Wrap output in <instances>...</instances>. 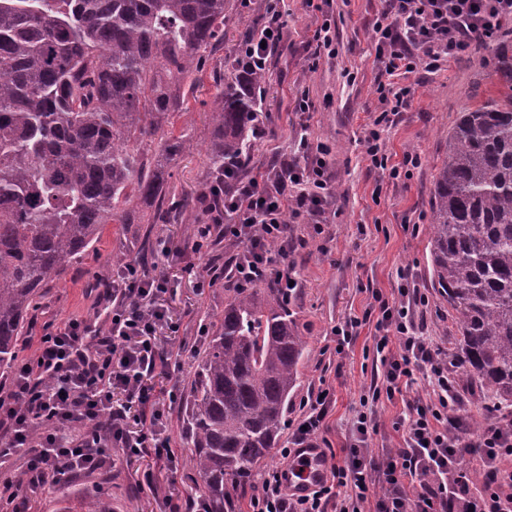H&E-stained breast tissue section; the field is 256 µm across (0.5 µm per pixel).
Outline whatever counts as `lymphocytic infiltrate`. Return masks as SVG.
I'll use <instances>...</instances> for the list:
<instances>
[{
	"label": "lymphocytic infiltrate",
	"instance_id": "f902f5d3",
	"mask_svg": "<svg viewBox=\"0 0 512 512\" xmlns=\"http://www.w3.org/2000/svg\"><path fill=\"white\" fill-rule=\"evenodd\" d=\"M373 28L375 59L386 83L377 88L385 110L378 126L368 128L364 143L373 166L389 169L379 125L409 107L412 74L435 73L449 60L487 45L512 20V0H383ZM264 43H245L235 54L244 69L263 70L271 49L283 38L276 4L268 6ZM332 195L327 162L300 138L291 159L268 176L240 183L225 195L224 208L212 215L202 235L236 245L223 268H210L212 279L228 270L234 287L266 283L288 287L291 277L282 258L295 248L288 238L286 213L324 215ZM164 273H149L126 263L98 295L100 321L74 318L44 326L29 356L15 368L10 387L0 393V463L20 456L24 479L0 476V503L25 512L30 497L47 485L69 484L111 465L109 449L128 456L151 455L171 466L174 453L164 410L148 379L168 366L171 356L159 350L157 329L178 333L156 305L166 293ZM428 296L403 282L393 299H379L376 360L381 378L373 400L394 398L409 389L416 375L429 387L428 399L405 401L402 445L367 457V442L377 433L375 411L360 412L354 440L344 462L319 449L329 398L310 394L303 402L301 426L291 447L281 449V467L262 472L249 512H512V410L491 407L477 439L461 427L464 407L454 363L442 356L415 325L417 309ZM120 390L124 402L112 398ZM318 449L316 460L304 458ZM321 474L305 493L291 487L310 465Z\"/></svg>",
	"mask_w": 512,
	"mask_h": 512
}]
</instances>
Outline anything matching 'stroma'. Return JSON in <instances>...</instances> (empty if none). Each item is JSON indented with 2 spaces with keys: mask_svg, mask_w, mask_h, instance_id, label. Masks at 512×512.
I'll use <instances>...</instances> for the list:
<instances>
[{
  "mask_svg": "<svg viewBox=\"0 0 512 512\" xmlns=\"http://www.w3.org/2000/svg\"><path fill=\"white\" fill-rule=\"evenodd\" d=\"M231 19L224 29L222 52L202 59L196 86L187 95L182 114L169 117L165 129L186 135L190 151L167 166L172 193L171 207L185 197L200 194L208 167L210 114L225 71L224 58L234 53L242 32L265 25L268 0H230ZM382 0H333L336 53L316 52L311 38L322 14L304 0H279L285 22L283 40L268 59L267 84L262 95L257 125L254 170L264 174L271 159L287 158L301 134L313 144L328 148V173L333 194L326 210L322 233H315L308 217L289 218L288 232L298 240L286 262L294 267L297 286L289 301L307 340L301 368V384L288 414L284 440H291L311 392L326 387L331 404L321 437L323 447L337 461H344L352 441L353 422L361 411L362 398L376 381L375 323L364 314L374 303L373 293L392 297L399 271L411 274L430 304L416 312L415 322L434 346L448 350L454 339L453 318L448 305L432 293L429 250L425 225L430 222L429 202L439 168L448 154V134L460 112L499 97L502 87L494 71L492 55L479 50L452 60L445 70L424 72L411 78L413 98L409 108L395 116L382 134L389 165L400 164L406 153L418 154L421 163L398 178L371 166L362 143L366 126L383 109L376 92L380 71L375 61L373 27L379 19ZM307 99V113L296 110L298 99ZM150 238L154 263L170 281L171 293L159 298L167 316L187 329L198 321L213 324L224 315L227 280L213 286L203 283L211 266L223 263L231 248L221 242L194 246L184 240L179 224L105 225L98 242L81 262L68 268L47 289L42 309L30 320L31 335H39L43 323H62L71 317H94L93 284L112 275V256L127 260L140 255L143 238ZM362 321L344 353L336 351L334 329L351 318ZM157 343L171 352L168 373L152 383L159 398L169 391L185 395L186 385L197 369L193 344H180L169 331H160ZM377 434L368 440L369 453L401 444L397 425L403 416L401 399H380L376 407ZM181 404L169 414V433L176 453L172 469H157L152 456L129 457L113 449V512H159L161 499L173 494L196 499L199 481L187 467L191 450L184 441ZM155 471L153 485H144V474ZM101 475L94 474L63 489L49 487L28 504V512H81L86 499L97 492Z\"/></svg>",
  "mask_w": 512,
  "mask_h": 512,
  "instance_id": "stroma-1",
  "label": "stroma"
}]
</instances>
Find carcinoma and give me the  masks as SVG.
Returning <instances> with one entry per match:
<instances>
[{
    "label": "carcinoma",
    "instance_id": "cac0c4a2",
    "mask_svg": "<svg viewBox=\"0 0 512 512\" xmlns=\"http://www.w3.org/2000/svg\"><path fill=\"white\" fill-rule=\"evenodd\" d=\"M227 0H0V378L42 288L105 224H185L251 177L264 74L214 100L201 194L167 206L165 164L190 146L163 130L185 109L206 52L224 45ZM503 95L460 113L430 202L432 288L457 313L452 359L512 405V34L491 48ZM306 339L279 288H236L199 353L184 408L202 512H236L281 446ZM112 512V494L84 502Z\"/></svg>",
    "mask_w": 512,
    "mask_h": 512
}]
</instances>
